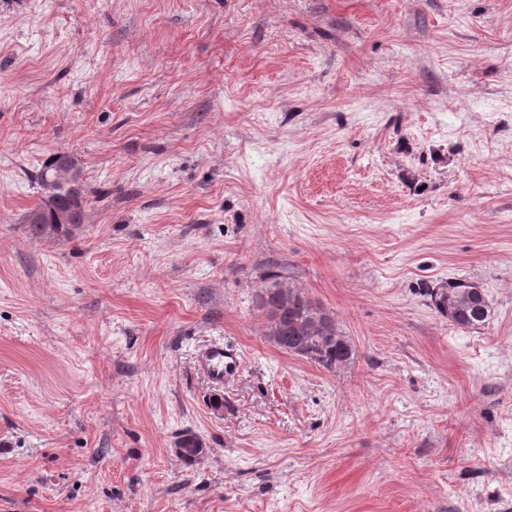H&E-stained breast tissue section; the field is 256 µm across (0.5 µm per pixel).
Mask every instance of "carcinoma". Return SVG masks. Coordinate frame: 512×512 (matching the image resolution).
<instances>
[{
    "label": "carcinoma",
    "mask_w": 512,
    "mask_h": 512,
    "mask_svg": "<svg viewBox=\"0 0 512 512\" xmlns=\"http://www.w3.org/2000/svg\"><path fill=\"white\" fill-rule=\"evenodd\" d=\"M71 191H58V206L73 209L83 223L81 193L70 197ZM476 283L466 278L448 280L430 291L436 310L452 325L463 330H477L491 317L488 299L471 297ZM258 308L268 320L266 336H275L281 350L310 359L324 367L335 368L350 362L353 352L340 334L333 317L315 307L301 292L274 283L258 296Z\"/></svg>",
    "instance_id": "obj_1"
}]
</instances>
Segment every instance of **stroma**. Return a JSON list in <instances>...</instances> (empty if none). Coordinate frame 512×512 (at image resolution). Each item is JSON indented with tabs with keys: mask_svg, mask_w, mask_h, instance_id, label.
I'll list each match as a JSON object with an SVG mask.
<instances>
[{
	"mask_svg": "<svg viewBox=\"0 0 512 512\" xmlns=\"http://www.w3.org/2000/svg\"><path fill=\"white\" fill-rule=\"evenodd\" d=\"M0 512H512V0H0ZM477 285L466 278L449 279L432 289L429 295L436 310L452 325L463 330H478L489 322L491 307L483 291L482 301L471 297V290ZM258 308L268 320L267 340L277 336L281 350L327 368L350 362L352 347L340 334L334 318L298 290L274 283L258 296ZM238 353L235 349L224 348L223 343L214 344L203 355L201 365L216 383L224 382V372L235 366Z\"/></svg>",
	"mask_w": 512,
	"mask_h": 512,
	"instance_id": "stroma-1",
	"label": "stroma"
}]
</instances>
